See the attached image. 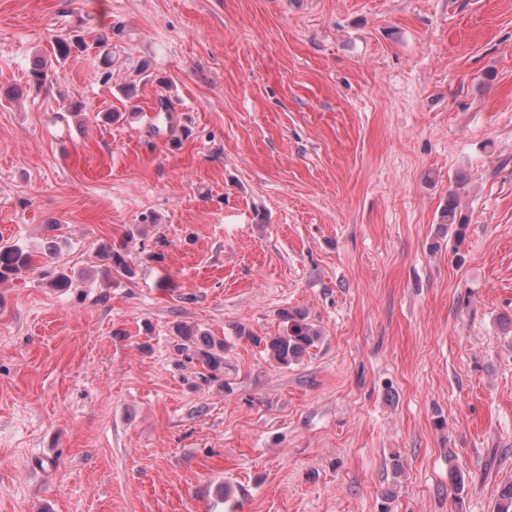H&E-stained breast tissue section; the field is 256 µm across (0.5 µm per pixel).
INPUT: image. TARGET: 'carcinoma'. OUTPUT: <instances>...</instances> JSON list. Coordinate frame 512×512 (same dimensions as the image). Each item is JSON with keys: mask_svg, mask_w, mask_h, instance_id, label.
<instances>
[{"mask_svg": "<svg viewBox=\"0 0 512 512\" xmlns=\"http://www.w3.org/2000/svg\"><path fill=\"white\" fill-rule=\"evenodd\" d=\"M99 48L101 65L104 67L102 75L106 78L112 76V51L108 47L107 39L101 37L96 43ZM87 48L84 38L79 34L68 33L56 36L51 42V51L45 57L38 58L29 71V85L39 90L49 80L50 72L54 65L66 61L73 52L83 51ZM171 105L170 99L161 94L154 104L155 131H160V126L167 125L168 130H173L171 115L167 112ZM441 220L448 225L463 224L458 218L457 193H448ZM135 238L134 232L122 238L118 243L104 242L97 250L99 261L98 271L107 285H112V273H121L131 277L135 274L130 265L128 243ZM34 263L30 251L17 244L0 245V284L13 280L23 271L32 269ZM283 328L270 336H254L252 340L256 346L263 347L270 359L283 367H287L302 359L309 350L316 346L321 338L318 330L307 321L305 314L298 311L283 310L279 314ZM175 335L179 339L178 350L187 353V359L198 362L203 369L209 372L208 378L217 379L224 374V352L227 344L224 340L215 338L206 333L199 332L187 325L176 327Z\"/></svg>", "mask_w": 512, "mask_h": 512, "instance_id": "carcinoma-1", "label": "carcinoma"}]
</instances>
